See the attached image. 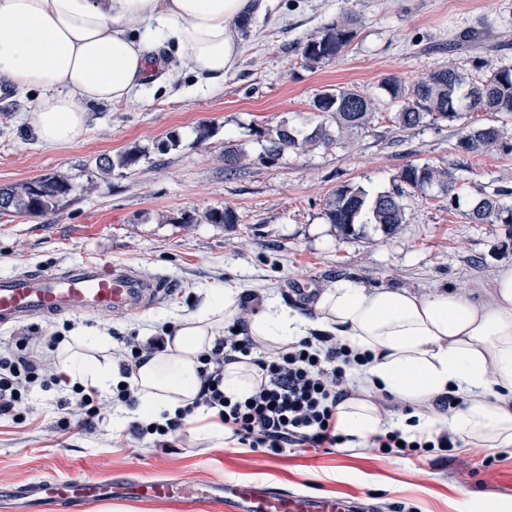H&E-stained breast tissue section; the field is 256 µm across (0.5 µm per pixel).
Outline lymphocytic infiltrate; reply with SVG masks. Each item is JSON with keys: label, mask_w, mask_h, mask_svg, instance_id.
<instances>
[{"label": "lymphocytic infiltrate", "mask_w": 512, "mask_h": 512, "mask_svg": "<svg viewBox=\"0 0 512 512\" xmlns=\"http://www.w3.org/2000/svg\"><path fill=\"white\" fill-rule=\"evenodd\" d=\"M262 300L259 293H246L234 324L226 326L215 346L200 354L198 395L192 406L178 410L164 423H133V436H153L154 447L168 450V434L182 430L195 408L206 407L213 421L223 425L233 441L244 448H263L285 455L299 448H336V410L357 394L349 371L367 365L370 354L359 351L329 334L306 336L285 346L260 347L249 332L250 318ZM165 336L139 343L135 337L123 338L115 355L125 377L113 390L116 405L135 406L138 388L131 383L133 369L157 353ZM55 336L23 335L17 338L15 352L0 355V416L25 419L31 408L27 396L33 387L44 389L60 385L65 376L56 364L43 359L41 346H56ZM249 363L258 370V382L244 398L224 391V372L237 363ZM60 424L88 429L104 428L103 405L95 391L75 386L69 399L60 402ZM456 436L442 432L432 436H410L399 431L374 437L372 447L380 454L401 456L410 453L447 457L457 448Z\"/></svg>", "instance_id": "lymphocytic-infiltrate-1"}]
</instances>
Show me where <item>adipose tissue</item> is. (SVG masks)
Returning a JSON list of instances; mask_svg holds the SVG:
<instances>
[{
	"label": "adipose tissue",
	"mask_w": 512,
	"mask_h": 512,
	"mask_svg": "<svg viewBox=\"0 0 512 512\" xmlns=\"http://www.w3.org/2000/svg\"><path fill=\"white\" fill-rule=\"evenodd\" d=\"M270 0H0V87L29 98L27 122L45 144L77 143L91 106L136 100L150 77L172 82L177 66L197 87L223 83L239 59L236 31L263 15ZM240 291L211 289L181 317L164 352L137 367L135 411L162 422L199 391L198 356L213 347L239 311ZM318 332L341 337L373 358L359 378L419 412L418 431L447 430L486 448L512 447V268L482 299L448 289L418 294L341 278L321 291L313 314L266 297L250 334L285 345ZM61 362L72 381L109 395L118 368L97 361L107 336H79ZM461 398L448 414H427L439 395ZM387 427L361 400L341 406L337 429L366 443Z\"/></svg>",
	"instance_id": "ef3b65f1"
}]
</instances>
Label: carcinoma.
I'll list each match as a JSON object with an SVG mask.
<instances>
[{
	"label": "carcinoma",
	"mask_w": 512,
	"mask_h": 512,
	"mask_svg": "<svg viewBox=\"0 0 512 512\" xmlns=\"http://www.w3.org/2000/svg\"><path fill=\"white\" fill-rule=\"evenodd\" d=\"M362 20L351 8H342L331 23L309 35L298 44L302 62L317 68L336 62L344 56L357 39ZM383 96L374 97L356 88L337 87L315 95L312 108L321 117L313 129L279 125L259 131L265 142L262 159L275 162L287 151L304 152L319 143L329 145L336 137L371 124L382 108L394 110L390 120L410 129L426 120H455L463 112H490L512 117V67L500 68L490 75L469 76L455 69H440L407 86L399 79H382ZM458 138H467L466 152L480 153L497 150L503 156H512V138L504 136L502 127L464 125L455 132ZM142 151L138 148L114 157L99 159L97 172L82 185L63 173L39 177L14 187L0 188V215H20L33 218L55 213L71 201L78 191L91 193L112 177L115 169L128 170L138 164ZM248 155L240 148L224 147V170L237 173L248 169ZM400 182L420 192L433 187L446 196L454 187L451 175L428 164H405L398 174ZM404 190L371 194L363 188L341 185L334 189L325 202V215L344 237L355 235L356 228L368 224L378 226L387 235H393L406 223L402 203ZM500 189L477 199L468 216L477 224H512V207L501 203ZM212 224H236L239 217L231 207L212 209L207 214Z\"/></svg>",
	"instance_id": "carcinoma-1"
}]
</instances>
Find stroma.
Wrapping results in <instances>:
<instances>
[{
	"instance_id": "1",
	"label": "stroma",
	"mask_w": 512,
	"mask_h": 512,
	"mask_svg": "<svg viewBox=\"0 0 512 512\" xmlns=\"http://www.w3.org/2000/svg\"><path fill=\"white\" fill-rule=\"evenodd\" d=\"M348 1L363 20L358 38L335 63L306 67L298 42L331 23ZM468 31L475 42L456 48V38ZM240 37L238 64L220 87L186 95L145 84L141 103L94 106L88 131L69 147L41 142L25 121V100L0 88V188L57 172L80 183L103 155L134 146L147 151L133 169L113 172L100 192L54 214L0 217V276L96 259L174 283L161 305L123 319L73 315L0 328V352L28 332L67 343L79 332L115 340L135 333L144 341L224 286L270 294L309 313L317 293L341 277L421 294L450 287L472 297L512 267V224L468 218L475 200L497 189L512 206V157L460 152L458 122L403 130L379 115L342 143L288 151L273 163L262 161L258 135L280 124L313 127L312 100L330 86L375 92L389 75L409 83L442 68L481 75L512 65V0H270ZM203 122L211 135L201 142L196 130ZM173 134L178 145L159 151ZM230 143L250 155L249 173H225ZM411 161L449 171L456 203L410 191L403 198L407 222L392 236L370 225L345 238L329 224L325 201L337 186L393 190ZM227 206L238 223H207L210 209ZM32 396L41 413L23 421L0 418L2 488L74 475L200 485L237 480L345 497L370 504L372 512H485L490 506L512 512V447L484 455L466 439L444 461L347 447L275 456L212 440L190 426L161 453L126 430L62 429L61 391L37 388Z\"/></svg>"
}]
</instances>
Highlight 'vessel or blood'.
Listing matches in <instances>:
<instances>
[{
  "mask_svg": "<svg viewBox=\"0 0 512 512\" xmlns=\"http://www.w3.org/2000/svg\"><path fill=\"white\" fill-rule=\"evenodd\" d=\"M171 289L163 276L147 281L128 265L85 261L40 274L0 277V326L69 315L132 314L164 299ZM36 500L56 505L93 504L112 499L161 502L190 512L206 498L219 499L224 512H359L334 497L294 493L270 486L224 483L196 489L185 481L125 479L105 482L86 476L48 479L28 485Z\"/></svg>",
  "mask_w": 512,
  "mask_h": 512,
  "instance_id": "1",
  "label": "vessel or blood"
}]
</instances>
